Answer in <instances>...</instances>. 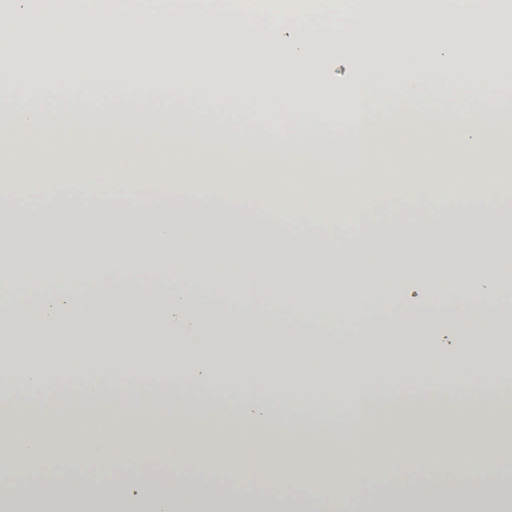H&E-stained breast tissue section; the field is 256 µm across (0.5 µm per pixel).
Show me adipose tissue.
Listing matches in <instances>:
<instances>
[{
    "label": "adipose tissue",
    "mask_w": 512,
    "mask_h": 512,
    "mask_svg": "<svg viewBox=\"0 0 512 512\" xmlns=\"http://www.w3.org/2000/svg\"><path fill=\"white\" fill-rule=\"evenodd\" d=\"M244 68L187 65L23 64L0 67V95L10 102L13 143L30 158L46 140L70 165L94 170V190L68 189L70 205L35 198L15 160L0 149V328L61 334L62 347L23 365L0 363V393H24L8 406L0 435V512L12 495L37 512H320L323 501L349 500L350 512H512L498 462L512 447L500 422L449 441L448 418L463 423L484 411L472 378L493 383V329L512 325V204L481 173L477 159L498 148L497 128L512 116V75L502 72H384L352 75L342 112L304 97L290 115L267 99L239 95ZM455 86L467 111H430L441 83ZM265 134L253 138L254 126ZM419 146L449 133L455 169L469 170L480 200L444 211L367 216L373 186L394 194L426 191L434 180L390 135ZM351 153L359 189L323 176L316 160ZM241 182L215 190L219 172ZM283 191L287 210L264 205ZM328 192L331 215L353 219L342 239L327 235L308 202ZM451 238L480 242L479 253L449 255ZM263 336H329L360 349L327 402L290 374L253 370L233 355L215 364L212 320ZM127 336H156L157 360L143 383L118 388L131 366L116 361ZM396 354L387 381L373 361L379 347ZM396 382L417 383L419 397L396 396ZM265 391L263 402L253 395ZM233 396L223 432L186 429L163 409L174 398ZM316 412L356 421L354 451L331 469L308 464L304 443L315 426L297 427L285 450L271 452L277 411ZM251 449L261 472L238 465ZM137 461L114 474L119 449ZM404 448H426V462L474 461L479 496L439 492L368 494ZM149 458L153 467L141 468ZM93 465L102 480L79 477ZM290 478L297 496L258 500L257 474ZM184 486V494L173 491Z\"/></svg>",
    "instance_id": "ef3b65f1"
}]
</instances>
